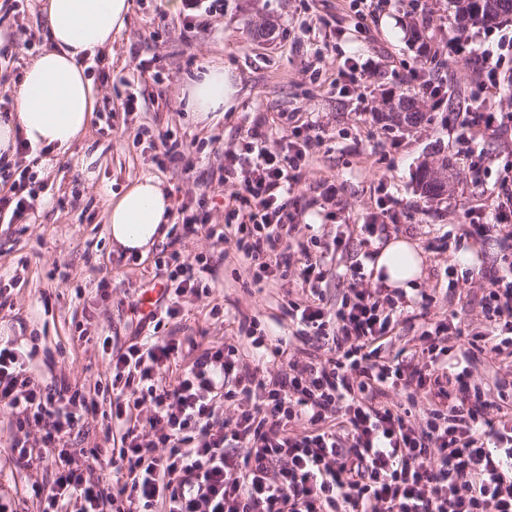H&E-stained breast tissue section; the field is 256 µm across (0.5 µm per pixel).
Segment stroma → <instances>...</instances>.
I'll list each match as a JSON object with an SVG mask.
<instances>
[{"mask_svg":"<svg viewBox=\"0 0 512 512\" xmlns=\"http://www.w3.org/2000/svg\"><path fill=\"white\" fill-rule=\"evenodd\" d=\"M125 28L113 35L90 70L96 105L85 136L66 152L50 153L52 168L37 175L41 187L22 223L0 225V276H17L0 287V340L34 349L42 383L64 378L89 386L103 379L99 340L127 341L137 317L132 299L157 284L156 262L172 251L207 256L215 268L210 295L187 297L168 327L173 336L203 343L238 338L240 322L258 319L263 329L290 336L284 310L300 290L294 277L273 288H250L247 263L234 244L214 237L181 238L168 232L147 258L115 251L105 222L112 194L150 176L168 188L174 206L201 209L215 233L224 227V203L216 189L224 155L254 124L262 122L271 150H281L293 126L320 124L323 138L309 149L303 166L295 235L331 244L346 237L333 255L336 274L326 285L330 303L341 301L351 269L364 257L351 232L378 224L387 205L399 213V237L415 243L423 262L418 290L435 292L433 318L456 313L466 332H484L483 288L477 270L499 258L495 241H455L452 230L470 210L492 211L499 184L512 167V133L480 140L475 158L459 138V112L476 91L472 58L495 47L499 32L462 26L448 0H385L374 16L359 20L350 0H219L197 17L169 13L165 0H130ZM43 0H0V99L15 96L31 57L49 48ZM419 24L436 57L419 52L406 30ZM271 23L267 36H256ZM369 63L361 82L342 78L352 62ZM220 64L235 93L224 115L207 125L189 115L192 81ZM439 85L436 97L420 95L424 81ZM419 97L427 119L404 130L390 127L378 110L384 98ZM170 132L187 143L185 154L163 161L150 132ZM220 143H212V136ZM97 154L94 177L84 158ZM447 158L454 174L441 198H424L416 187L420 163ZM481 160L482 180L468 167ZM109 280L101 291V280ZM456 288H449V280ZM222 305L212 316L213 305ZM87 340H80V333ZM16 433L9 411H0V500L11 512H37L32 484L52 486L58 470L51 460L23 461L12 455Z\"/></svg>","mask_w":512,"mask_h":512,"instance_id":"1","label":"stroma"}]
</instances>
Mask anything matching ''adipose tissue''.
<instances>
[{"label":"adipose tissue","mask_w":512,"mask_h":512,"mask_svg":"<svg viewBox=\"0 0 512 512\" xmlns=\"http://www.w3.org/2000/svg\"><path fill=\"white\" fill-rule=\"evenodd\" d=\"M50 47L34 56L20 82L16 109L0 117V155L13 157L17 139L32 152H63L81 139L95 98L81 59L111 47L113 34L126 25L128 0H44ZM234 88L222 66L214 65L194 81L189 104L195 122L207 124L230 103ZM171 197L164 184L144 177L113 194L106 222L116 248L147 256L162 242L171 221ZM422 257L404 239L389 241L374 270L394 288L411 290L421 274Z\"/></svg>","instance_id":"adipose-tissue-1"}]
</instances>
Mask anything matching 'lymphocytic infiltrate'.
Instances as JSON below:
<instances>
[{"label": "lymphocytic infiltrate", "mask_w": 512, "mask_h": 512, "mask_svg": "<svg viewBox=\"0 0 512 512\" xmlns=\"http://www.w3.org/2000/svg\"><path fill=\"white\" fill-rule=\"evenodd\" d=\"M511 54L512 38H503L480 56V93L460 114L470 140L512 130V113L487 111L485 101ZM321 133L313 121L296 126L283 155L248 129L224 158L219 182L232 190L218 239L234 240L257 289L284 279L298 253L301 297L286 313L295 338L329 342L328 357L300 360L286 339L252 325L241 343L186 346L165 336L187 296L211 291L212 266L176 251L162 262L166 276L138 334L102 345L108 404L64 380L42 385L28 372L29 352L0 342V409L15 418L19 458L67 444L91 420L119 433L112 483L62 459L53 486L32 488L38 512H512V390L469 381L476 355L512 359V180L500 183L492 223L473 212L458 227L466 240L494 238L504 255L478 270L491 333L431 319L433 295L401 288L353 287L332 307L323 289L332 269L294 240L291 212L301 162ZM401 328L417 331L420 358L386 357ZM187 350L192 358L169 377Z\"/></svg>", "instance_id": "1"}]
</instances>
